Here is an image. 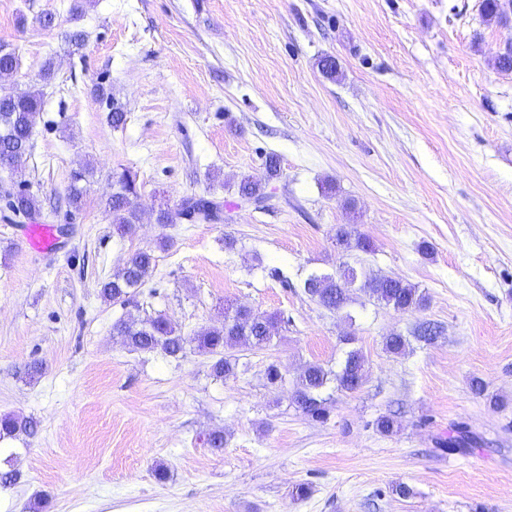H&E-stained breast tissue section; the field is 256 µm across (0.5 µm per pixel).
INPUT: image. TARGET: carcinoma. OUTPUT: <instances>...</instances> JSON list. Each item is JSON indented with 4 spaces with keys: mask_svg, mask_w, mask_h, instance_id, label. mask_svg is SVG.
<instances>
[{
    "mask_svg": "<svg viewBox=\"0 0 512 512\" xmlns=\"http://www.w3.org/2000/svg\"><path fill=\"white\" fill-rule=\"evenodd\" d=\"M482 16L488 21L501 22L507 18L502 0H482ZM18 66L15 50L0 45V76H10ZM43 94L39 90H27L9 99L0 98V164L13 162L18 155H27L33 148L32 138L36 118L42 110ZM266 175L255 179L246 176L237 186V194L249 195L258 200L268 197L265 193L269 181L277 178L280 166L275 156L265 162ZM86 170L71 174L68 202L78 209L82 206L86 189L80 186L85 180ZM136 194L135 182L126 176L119 180V186L106 200V208L112 224L120 234L131 232L139 223V214L132 201ZM9 209L18 215L33 218L39 213L37 197L29 189L23 188L9 196ZM220 207V203L204 196L188 197L182 200L174 210L162 209L156 220L159 224H175L184 220V216L195 214L197 222H211L210 209ZM336 245L344 252L353 250L367 251L370 243L359 234L352 224H340L336 227ZM156 265V257L150 250L133 253L124 265L111 277L100 283V295L106 301L125 304L131 300ZM361 292L368 300L406 312L422 307L425 295L418 287L408 281L386 274L359 273L345 266L338 273L312 274L304 282V292L322 307L340 311L352 301L355 292ZM279 317L275 314L240 308L234 315L224 314V324L202 330L198 335L188 338L179 334L164 317L157 316L142 320L121 319L112 326L114 334L122 337L123 343L133 351H159L165 356L180 359L186 356L187 347L211 356V372L217 378H226L236 374L239 367L237 349L264 350L273 342L271 326ZM408 340L399 334L384 337V350L400 354L406 350ZM366 358L361 350L352 349L346 353L339 371L332 373L319 363H310L294 382V401L305 416L323 421L329 414V388L338 392H352L361 382ZM37 432V423L24 416L3 415L0 417V441L20 434L31 436ZM473 440L463 429L457 435L448 437L445 447L450 452L462 451L472 447Z\"/></svg>",
    "mask_w": 512,
    "mask_h": 512,
    "instance_id": "1",
    "label": "carcinoma"
}]
</instances>
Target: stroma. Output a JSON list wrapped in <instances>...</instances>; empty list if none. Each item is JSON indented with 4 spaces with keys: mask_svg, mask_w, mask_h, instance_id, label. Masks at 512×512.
<instances>
[{
    "mask_svg": "<svg viewBox=\"0 0 512 512\" xmlns=\"http://www.w3.org/2000/svg\"><path fill=\"white\" fill-rule=\"evenodd\" d=\"M73 4L0 0V44L20 61L0 96L44 93L19 172L37 223L57 230L51 257L32 253L0 196V415L38 423L5 443L18 478L0 512H512V71L495 64L512 15L486 23L480 0ZM73 30L86 34L77 51ZM325 55L337 78L318 68ZM271 155L270 206L241 205L240 179ZM87 164L77 211L67 186ZM125 173L140 222L121 236L105 201ZM190 196L220 201L224 220L156 223ZM340 224L371 250L338 251ZM140 249L151 276L129 304L104 301L100 282ZM343 263L415 284L425 306L323 308L303 283ZM237 305L289 322L224 380L196 350L132 352L112 333L160 314L192 337ZM392 332L404 354L384 351ZM352 347L367 361L360 387L334 394L327 421L305 417L297 375L339 369ZM384 415L393 433L378 430ZM460 427L476 442L448 453ZM218 429L216 451L203 439ZM400 483L412 497L393 494ZM299 484L308 498H293Z\"/></svg>",
    "mask_w": 512,
    "mask_h": 512,
    "instance_id": "obj_1",
    "label": "stroma"
}]
</instances>
